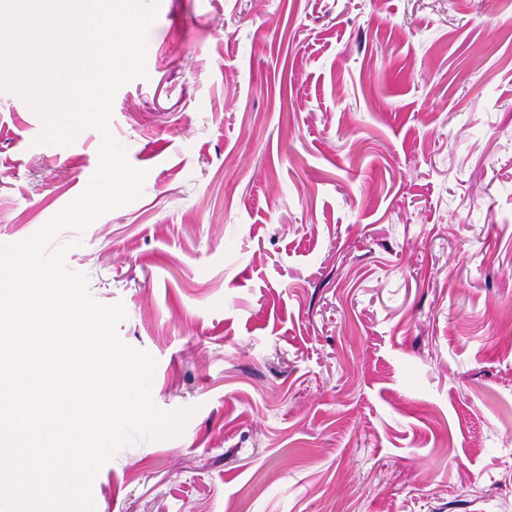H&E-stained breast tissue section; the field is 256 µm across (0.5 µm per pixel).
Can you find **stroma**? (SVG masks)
I'll list each match as a JSON object with an SVG mask.
<instances>
[{"label": "stroma", "instance_id": "1", "mask_svg": "<svg viewBox=\"0 0 512 512\" xmlns=\"http://www.w3.org/2000/svg\"><path fill=\"white\" fill-rule=\"evenodd\" d=\"M109 129L143 193L69 270L182 432L95 512H512V0H160ZM0 92V244L98 167Z\"/></svg>", "mask_w": 512, "mask_h": 512}]
</instances>
